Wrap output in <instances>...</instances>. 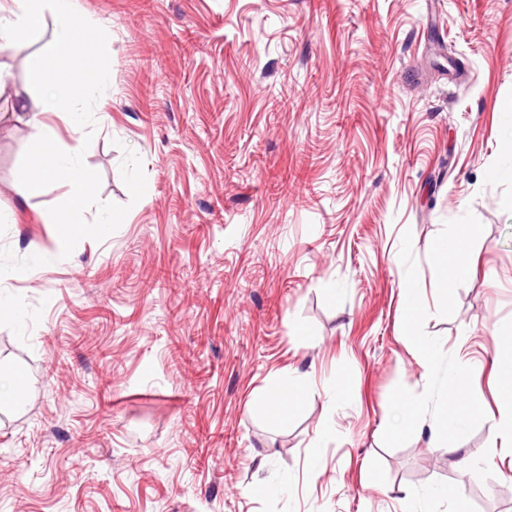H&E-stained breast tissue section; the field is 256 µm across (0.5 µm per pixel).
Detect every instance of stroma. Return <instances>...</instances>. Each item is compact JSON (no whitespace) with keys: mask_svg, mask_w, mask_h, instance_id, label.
Here are the masks:
<instances>
[{"mask_svg":"<svg viewBox=\"0 0 512 512\" xmlns=\"http://www.w3.org/2000/svg\"><path fill=\"white\" fill-rule=\"evenodd\" d=\"M76 2L108 34L112 83L94 134L41 120L130 210L63 260L46 216L66 186L15 187L46 18L0 51V266L27 271L0 292L26 313L0 323V361L28 387L0 414V512H512V450L493 444L512 346V0ZM461 224L480 227L472 268L437 306L432 248ZM406 288L426 307L411 322ZM459 370L482 407L458 441L477 455L466 471L429 432ZM290 375L309 394L276 424L256 399ZM402 400L415 426L394 438Z\"/></svg>","mask_w":512,"mask_h":512,"instance_id":"stroma-1","label":"stroma"}]
</instances>
